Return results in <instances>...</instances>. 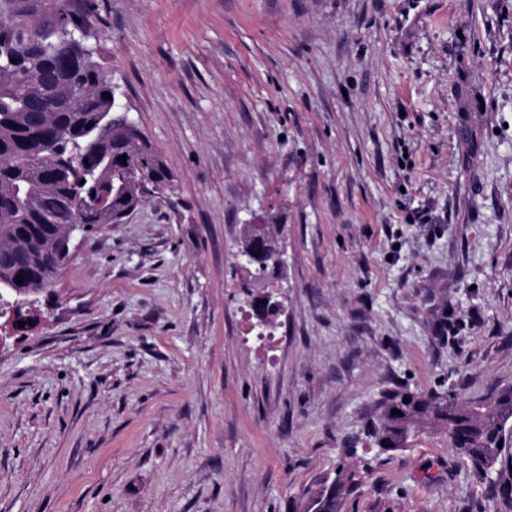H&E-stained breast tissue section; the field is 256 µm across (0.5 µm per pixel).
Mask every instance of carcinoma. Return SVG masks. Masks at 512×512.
<instances>
[{"label":"carcinoma","instance_id":"carcinoma-1","mask_svg":"<svg viewBox=\"0 0 512 512\" xmlns=\"http://www.w3.org/2000/svg\"><path fill=\"white\" fill-rule=\"evenodd\" d=\"M26 0H0V292L36 291L69 254V224H119L124 211L173 188L174 176L142 128L100 125L116 116L112 87L95 51L70 35L82 12L64 3L50 20L21 22ZM126 163H120V156ZM107 191L100 205L96 186ZM271 250L258 253L248 277L274 274ZM22 283H17V280ZM397 409L400 414L392 413ZM427 422L475 472L491 498L512 508V386L487 400L464 401L443 391L389 392L368 436L383 453L407 448ZM294 500L293 512H342L359 484L342 463Z\"/></svg>","mask_w":512,"mask_h":512}]
</instances>
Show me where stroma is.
Returning <instances> with one entry per match:
<instances>
[{"mask_svg": "<svg viewBox=\"0 0 512 512\" xmlns=\"http://www.w3.org/2000/svg\"><path fill=\"white\" fill-rule=\"evenodd\" d=\"M115 103L174 175L74 233L0 350V512H500L443 435L381 453L399 386H512V0H90ZM275 224L257 340L236 254ZM361 478L358 471L340 463L333 478L317 479L294 500L293 512H342L347 496Z\"/></svg>", "mask_w": 512, "mask_h": 512, "instance_id": "1", "label": "stroma"}]
</instances>
